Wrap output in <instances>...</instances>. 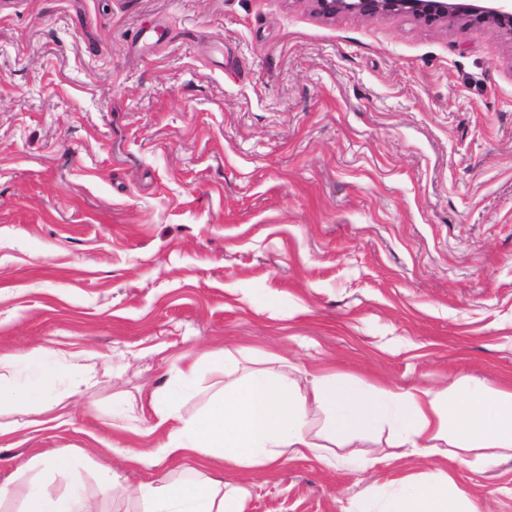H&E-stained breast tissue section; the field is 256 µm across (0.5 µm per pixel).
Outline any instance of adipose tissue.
Listing matches in <instances>:
<instances>
[{"mask_svg":"<svg viewBox=\"0 0 512 512\" xmlns=\"http://www.w3.org/2000/svg\"><path fill=\"white\" fill-rule=\"evenodd\" d=\"M50 354L47 347L0 354V407L20 406L30 413L67 407L72 394L56 391L59 370L47 364ZM21 363L37 375L35 383L23 388L13 381ZM197 374V363H188L174 384L150 400L158 426L168 429L163 443L151 451L125 446L119 456L151 468L165 459L200 454L211 464L271 471L310 455L335 460L338 449L384 432L390 450L380 459H367V466L393 461L396 448L409 456L461 462L477 473L512 460L511 387L459 379L444 387L397 391L364 385L328 366L288 374L253 367L225 385L201 412L186 417L179 404L194 391ZM30 467L49 471L53 482L31 483L23 512H89L83 477L68 454L42 455ZM389 486L386 494L366 493L343 512H478L467 492L442 471L404 474ZM135 493L142 512H245L250 496L244 484L201 470L142 483Z\"/></svg>","mask_w":512,"mask_h":512,"instance_id":"adipose-tissue-1","label":"adipose tissue"}]
</instances>
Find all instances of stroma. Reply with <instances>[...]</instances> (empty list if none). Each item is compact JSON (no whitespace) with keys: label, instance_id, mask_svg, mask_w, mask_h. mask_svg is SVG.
Instances as JSON below:
<instances>
[{"label":"stroma","instance_id":"1","mask_svg":"<svg viewBox=\"0 0 512 512\" xmlns=\"http://www.w3.org/2000/svg\"><path fill=\"white\" fill-rule=\"evenodd\" d=\"M43 346L74 395L38 430L0 410L20 423L0 512L52 449L90 512H141L133 490L184 464L112 448L163 441L150 396L188 359L181 412L203 410L229 381L215 349L399 390L512 386V34L311 0H0V352ZM398 470L512 512V460L223 477L246 512H341Z\"/></svg>","mask_w":512,"mask_h":512}]
</instances>
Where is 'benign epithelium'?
Segmentation results:
<instances>
[{
    "label": "benign epithelium",
    "mask_w": 512,
    "mask_h": 512,
    "mask_svg": "<svg viewBox=\"0 0 512 512\" xmlns=\"http://www.w3.org/2000/svg\"><path fill=\"white\" fill-rule=\"evenodd\" d=\"M326 17L341 14L374 16L404 14L433 24L450 19L490 23L512 30V0H312Z\"/></svg>",
    "instance_id": "benign-epithelium-1"
}]
</instances>
